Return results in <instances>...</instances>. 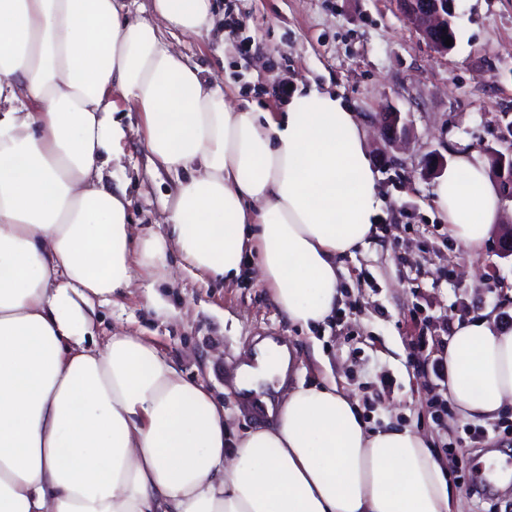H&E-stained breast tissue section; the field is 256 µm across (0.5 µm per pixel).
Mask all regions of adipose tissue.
Returning <instances> with one entry per match:
<instances>
[{"label":"adipose tissue","instance_id":"obj_1","mask_svg":"<svg viewBox=\"0 0 512 512\" xmlns=\"http://www.w3.org/2000/svg\"><path fill=\"white\" fill-rule=\"evenodd\" d=\"M214 27L212 0H0V512H458L447 460L412 428L370 429L335 382L278 395L274 426L238 435L142 338L87 345L134 266L170 276L173 251L226 284L254 256L289 320L322 324L337 257L379 221L355 112L315 88L302 109L229 104L166 40ZM134 132L175 183L162 234L135 231L113 172ZM434 193L468 248L502 219L475 152ZM446 355L466 418L512 406V330L494 314L457 323Z\"/></svg>","mask_w":512,"mask_h":512}]
</instances>
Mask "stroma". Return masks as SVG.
<instances>
[{"label":"stroma","mask_w":512,"mask_h":512,"mask_svg":"<svg viewBox=\"0 0 512 512\" xmlns=\"http://www.w3.org/2000/svg\"><path fill=\"white\" fill-rule=\"evenodd\" d=\"M225 36H178L175 45L224 88L281 111L300 84L330 88L357 113L384 200L375 233L341 258L343 299L332 320L309 330L288 321L254 271L231 285L204 286L177 254L160 282L135 270L131 288L99 310L94 333L122 330L151 342L190 380L224 405L230 428L257 429L240 413L228 369L244 362L253 337L287 338L300 363L297 382L335 379L357 400L370 428L408 425L448 459V479L467 493L465 512H512V490L481 500L470 492L482 455L512 448V408L472 448L470 421L456 406L436 416L439 389L430 363L446 325L496 312L512 328V255L499 231L481 250L465 247L434 205L431 154L501 149L512 122V0H456L455 47L434 52L407 23L396 0H215ZM394 108L408 120L410 143L389 148L375 123ZM148 152L130 136L122 158L131 181L137 232H163L168 175H150ZM428 343L409 359L412 339Z\"/></svg>","instance_id":"1"}]
</instances>
